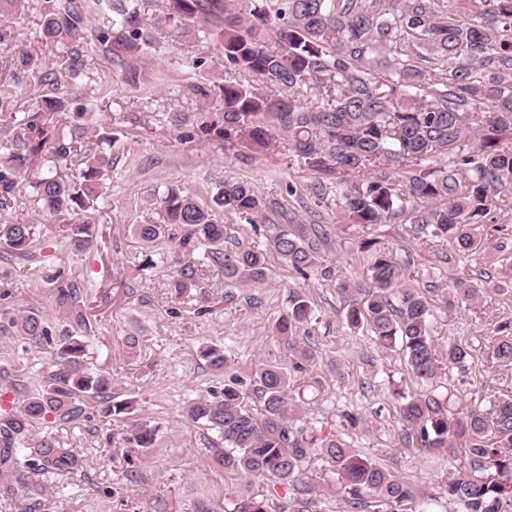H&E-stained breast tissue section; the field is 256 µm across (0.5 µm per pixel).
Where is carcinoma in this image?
<instances>
[{"mask_svg":"<svg viewBox=\"0 0 512 512\" xmlns=\"http://www.w3.org/2000/svg\"><path fill=\"white\" fill-rule=\"evenodd\" d=\"M40 43L66 55L69 73L85 65L72 45L85 38V20L75 0H43ZM167 0L165 11L146 21L139 0H109L108 24L90 35L104 55L129 65V82L138 77V62L150 52L161 32L173 39L191 35L184 21L195 18L202 32L217 37L227 69L247 74L265 87L288 91L276 98L248 83L227 82L224 140L263 148L275 120L288 134L297 156L316 174L311 186L319 200L336 188V196L353 224H383L407 213L414 231L464 250L481 245L473 233L498 203L512 194V147L498 143L512 130V0ZM313 85L322 96L311 107L300 96ZM70 102L47 94L37 110L12 116L15 133L0 141L6 163L0 166V208L16 189L31 188L46 217L59 219L66 242L75 252L93 245V214L102 197V178L112 158L100 147L112 145V132L102 128L94 145L85 141L89 117L81 108L68 132L51 130L47 112H65ZM84 152L85 168L64 178L53 168ZM43 155L52 167L29 172L30 157ZM161 221L141 224L139 237L152 243L161 237L179 239L190 249L173 278L181 295L195 286L199 269L210 265L224 280H261L266 256L259 250L224 247V225L216 215L234 212L248 223L265 221V202L244 181L226 180L211 203L201 207L175 190L160 199ZM33 224H0V247L26 256L34 240ZM317 232L284 230L272 242L286 266L302 276L317 270ZM371 289L351 300L349 326L368 328L387 348L400 346L408 369L432 375L446 363L463 368L468 347L451 343L437 349L430 331L431 306L411 288L398 301L391 291L401 288L403 273L375 242ZM311 305L295 292L278 333L291 350L298 349L295 332L308 321ZM18 334L35 346L48 339L40 315L11 318ZM200 357L215 371L224 370V350L200 348ZM499 362L512 363V334L493 348ZM52 359L55 370L35 393L11 411L0 413V476L6 492L26 512H51V492L32 474H71L82 468L80 458L53 441L28 438L30 427L52 415L73 421L86 402L112 416L127 413L131 403L117 399L112 376L94 372L87 363V343L78 336L58 337ZM299 405L291 395L290 377L277 364L260 363L248 377L232 379L220 393L194 400L188 416L217 430L232 452L224 465L249 475L291 486L294 497L281 512H312L311 488L302 481L303 463L319 450L337 476L344 502L357 510L375 503V512H398L420 496L392 471L363 458L336 436L321 438L293 426ZM407 430L417 432L432 451L466 447L468 466L448 478V499L460 512H512V400H502L486 414L476 410L453 418L433 397H410L402 406ZM495 432L497 440L487 439ZM131 448H152L155 429L136 423L126 432ZM236 512H270L261 495L246 496Z\"/></svg>","mask_w":512,"mask_h":512,"instance_id":"cac0c4a2","label":"carcinoma"}]
</instances>
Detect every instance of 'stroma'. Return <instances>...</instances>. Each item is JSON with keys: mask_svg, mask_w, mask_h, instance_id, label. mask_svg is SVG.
Here are the masks:
<instances>
[{"mask_svg": "<svg viewBox=\"0 0 512 512\" xmlns=\"http://www.w3.org/2000/svg\"><path fill=\"white\" fill-rule=\"evenodd\" d=\"M40 10V0H25L21 12L0 15V27L13 30L0 42V99L9 103L0 113V139L13 133L11 113L29 111L42 95L53 94L85 105L90 125L111 128L112 168L103 181L105 207L95 213L90 250L72 252L57 223L40 215L29 189L0 209V224L36 227L27 256L0 248V412L38 389L53 369L52 346H33L10 326L11 317L28 311L41 315L51 337L72 330L83 336L90 368L109 372L118 393L132 403L128 417L106 416L91 405L78 420L50 418L32 428V438L76 449L83 459L78 472L45 476L52 512H202L214 506L232 512L248 494L264 495L273 507L288 502L287 485L225 466L218 433L187 415L194 399L220 392L225 380L246 377L261 362L285 368L299 390V427L338 436L420 491L406 512H424L429 498L436 512H456L445 486L466 465L464 449L440 459L418 442H406L401 406L407 397L430 396L460 416L489 412L497 398L512 395V365L492 358L500 327L512 326V266L489 249L462 252L453 243L417 237L405 217L348 223L335 197L319 201L310 194L314 175L284 133H274L258 152L225 141L220 87L238 75L225 71L217 40L159 39L134 85L125 66L85 40L79 47L87 63L79 73H65L48 50L40 54L38 72L20 70V51L37 46ZM200 87L205 95H197ZM227 180L248 182L266 204L262 223L219 216L229 242L265 253L266 275L233 284L207 267L195 288L176 295L170 280L183 253L171 242H143L137 227L158 222L159 201L168 190L203 205ZM299 226L326 232L319 269L307 277L283 264L271 246L278 233ZM365 240L391 255L403 272V287L426 296L437 347L468 346L467 367L442 364L432 376L418 377L400 349L383 348L370 332L348 325L349 299L338 285L370 288L372 254L362 250ZM149 255L157 258L151 268L144 265ZM460 279L480 286L478 300L457 297ZM64 288L76 289V297L61 299ZM296 291L306 295L312 312L296 332L299 348L293 351L277 324ZM79 312L85 324H76ZM131 336L139 340L133 349L127 345ZM204 345L223 348V372L200 358ZM348 411L357 414L358 427L344 422ZM134 419L157 429L155 447L127 446L123 436ZM303 479L317 512H350L320 453L306 459Z\"/></svg>", "mask_w": 512, "mask_h": 512, "instance_id": "1", "label": "stroma"}]
</instances>
